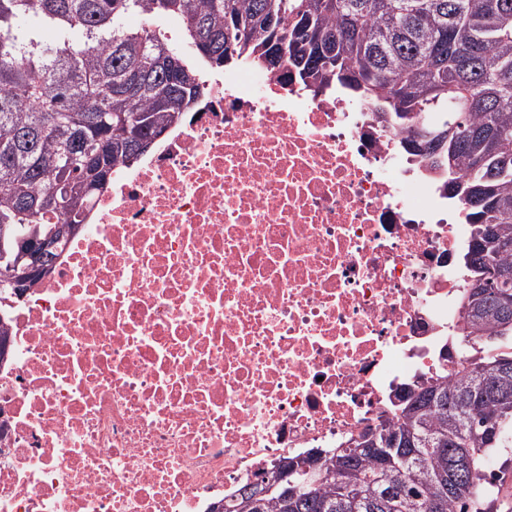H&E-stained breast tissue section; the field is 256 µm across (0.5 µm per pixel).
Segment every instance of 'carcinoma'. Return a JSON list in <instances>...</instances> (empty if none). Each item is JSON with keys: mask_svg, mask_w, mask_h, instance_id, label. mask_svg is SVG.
<instances>
[{"mask_svg": "<svg viewBox=\"0 0 512 512\" xmlns=\"http://www.w3.org/2000/svg\"><path fill=\"white\" fill-rule=\"evenodd\" d=\"M132 14L138 27L126 25ZM184 21L187 58L153 20ZM318 95L341 87L406 133L400 149L464 205L474 235L464 340L473 354L452 376L416 381L386 436L408 435L386 471L368 449L326 458L329 476L303 483L287 505L256 482L228 501L250 512H481L484 457L512 447V297L492 268L512 271V0H0V294L28 237H69L64 213L41 206L68 188L82 223L108 192L112 167L135 162L191 111L197 63L262 64Z\"/></svg>", "mask_w": 512, "mask_h": 512, "instance_id": "cac0c4a2", "label": "carcinoma"}]
</instances>
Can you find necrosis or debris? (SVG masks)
Instances as JSON below:
<instances>
[{
	"label": "necrosis or debris",
	"instance_id": "obj_1",
	"mask_svg": "<svg viewBox=\"0 0 512 512\" xmlns=\"http://www.w3.org/2000/svg\"><path fill=\"white\" fill-rule=\"evenodd\" d=\"M0 299V512H206L455 372L473 225L402 131L249 65Z\"/></svg>",
	"mask_w": 512,
	"mask_h": 512
}]
</instances>
